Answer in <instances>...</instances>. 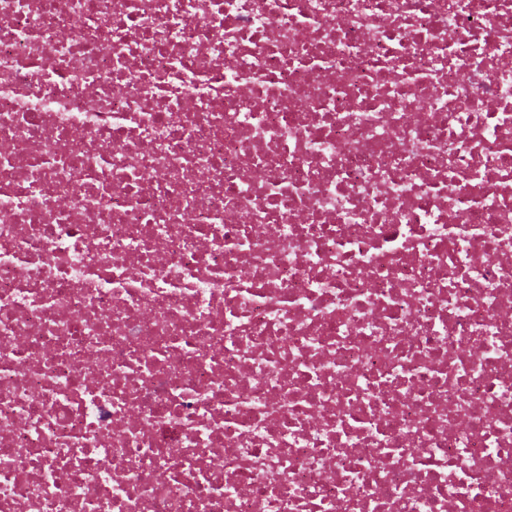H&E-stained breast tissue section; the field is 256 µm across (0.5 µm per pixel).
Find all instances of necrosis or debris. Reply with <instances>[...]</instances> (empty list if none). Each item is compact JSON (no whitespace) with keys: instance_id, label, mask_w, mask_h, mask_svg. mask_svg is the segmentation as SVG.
Returning a JSON list of instances; mask_svg holds the SVG:
<instances>
[{"instance_id":"obj_1","label":"necrosis or debris","mask_w":512,"mask_h":512,"mask_svg":"<svg viewBox=\"0 0 512 512\" xmlns=\"http://www.w3.org/2000/svg\"><path fill=\"white\" fill-rule=\"evenodd\" d=\"M0 512H512V0H0Z\"/></svg>"}]
</instances>
